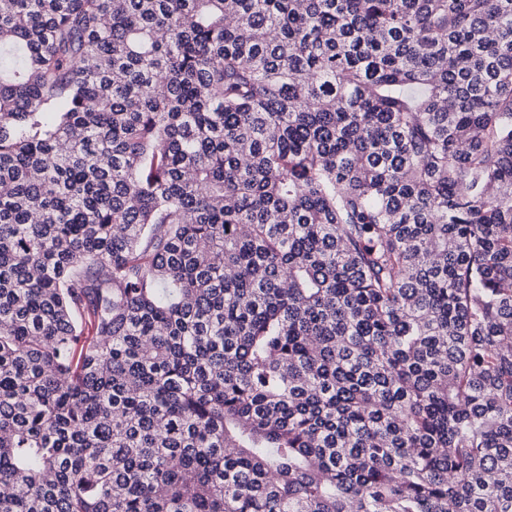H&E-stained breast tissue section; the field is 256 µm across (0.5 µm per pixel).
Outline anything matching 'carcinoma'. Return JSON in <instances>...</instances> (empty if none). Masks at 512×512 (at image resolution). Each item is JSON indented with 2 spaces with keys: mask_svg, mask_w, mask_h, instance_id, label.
Instances as JSON below:
<instances>
[{
  "mask_svg": "<svg viewBox=\"0 0 512 512\" xmlns=\"http://www.w3.org/2000/svg\"><path fill=\"white\" fill-rule=\"evenodd\" d=\"M0 512H512V0H0Z\"/></svg>",
  "mask_w": 512,
  "mask_h": 512,
  "instance_id": "cac0c4a2",
  "label": "carcinoma"
}]
</instances>
